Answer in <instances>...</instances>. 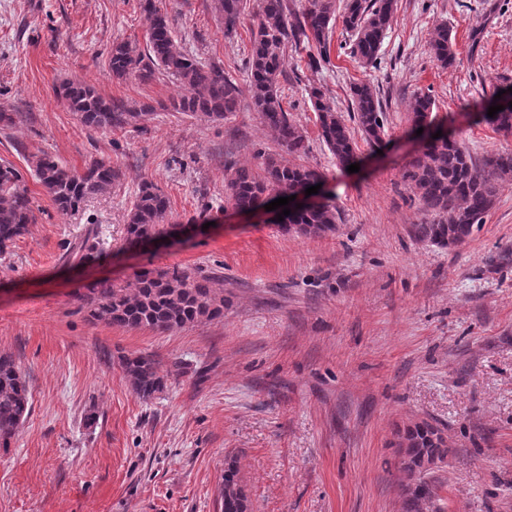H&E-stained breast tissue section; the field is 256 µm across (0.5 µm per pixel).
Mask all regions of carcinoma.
<instances>
[{
    "label": "carcinoma",
    "instance_id": "1",
    "mask_svg": "<svg viewBox=\"0 0 512 512\" xmlns=\"http://www.w3.org/2000/svg\"><path fill=\"white\" fill-rule=\"evenodd\" d=\"M250 0H214V10L224 21V36L237 27ZM149 28L144 48L121 40L108 53L109 71L116 79L135 78L142 82L157 75L171 78L181 89L167 109L211 121L224 120L237 112L242 89L224 73V67L203 64L193 52L181 46L173 35L172 20L156 0H144ZM397 11V0H306L302 13H293L287 0H258V23L251 31L250 50L245 60L248 94L262 124L274 134L281 150L305 155L309 141L284 109L280 78L288 46L314 49L318 61L330 63L331 41L336 21H341L349 45V56L361 67L377 65L388 31ZM433 58L442 66L454 60L448 25L434 28L428 39ZM58 96L69 111L89 130L107 133L135 126L144 113L136 112L121 100L102 96L87 83L68 80L59 86ZM309 99L317 115L319 139L346 168L356 163L357 144L342 116L318 87L309 89ZM504 110L494 117L482 113V121L496 132L512 134V94L499 99ZM353 119L370 146H378L386 134V116L372 85L362 80L351 86ZM435 100L418 93L412 104L415 128L432 123ZM31 173L50 197L58 212L75 213L92 198L107 194L121 179L112 163L95 159L81 172L68 169L53 155L42 152L29 160ZM401 179L417 198L426 220L412 225L413 237L442 249H454L466 242L484 224L500 189L512 183V152L487 155L477 166L468 149L457 139L442 133L427 137L426 143L405 165ZM316 168L290 165L274 155L264 158L254 169L231 163L225 167L224 203L239 212H252L268 204L273 191L299 194L322 182ZM170 200L150 180L142 181L127 215L126 241L142 237L165 239L183 232L184 225L168 223ZM338 211L329 204L295 209L284 223L304 236H322L336 229ZM34 220L33 200L21 172L9 162L0 163V256ZM105 242L96 228H88L81 241L66 249L68 262L98 259ZM79 295L81 309L92 322L128 328L145 327L165 332L224 316V294L213 288L210 278L193 276L179 268L143 269L134 280L118 286L109 279L93 280ZM131 390L147 400L165 387L158 362L149 355L121 357ZM31 393L26 376L9 354H0V449L11 440L31 412ZM451 448L432 426L417 425L405 436L401 470L407 476L403 512H441L435 484L424 478L436 462L445 459ZM222 512H248V498L234 463L224 470L221 484Z\"/></svg>",
    "mask_w": 512,
    "mask_h": 512
}]
</instances>
